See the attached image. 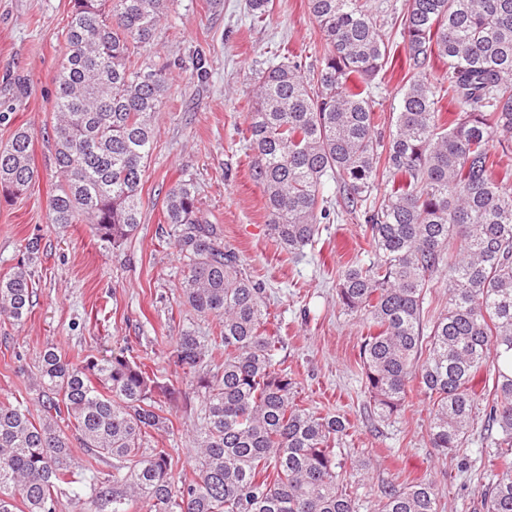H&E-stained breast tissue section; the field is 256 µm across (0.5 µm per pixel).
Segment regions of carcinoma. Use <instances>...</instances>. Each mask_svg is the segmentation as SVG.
<instances>
[{
	"mask_svg": "<svg viewBox=\"0 0 512 512\" xmlns=\"http://www.w3.org/2000/svg\"><path fill=\"white\" fill-rule=\"evenodd\" d=\"M167 2L71 0L64 31L50 223L88 224L114 247L141 224L155 114L171 88L169 64L147 56ZM368 2L308 0L320 65L306 75L287 56L256 73L250 177L270 237L290 252L314 241L333 207L363 218L371 258L339 271L336 298L370 328L359 357L371 415L396 417L417 388L430 405L429 447L468 460L478 435L482 512H512V174L495 177L512 151V0H407L400 110L382 133L367 90L387 76L393 45ZM434 59L447 65L441 76L429 72ZM382 174L390 187L378 196ZM36 177L32 137L19 129L0 147V193L23 195ZM331 180L336 202L324 194ZM164 221L186 262L185 302L218 321L224 354L213 364L190 331L172 352L202 392L193 474L175 473L157 447L170 423L162 400L175 389L123 354L70 362L48 346L33 381L39 414L0 401V512H62L66 502L76 512H360L351 476L370 462L342 457L345 417L297 400L265 289L201 214L192 181L169 189ZM441 273L448 307L438 311L429 296ZM33 296L20 262L0 277V316L23 323ZM69 427L112 474L86 480ZM442 510L433 480L407 477L382 488L373 512Z\"/></svg>",
	"mask_w": 512,
	"mask_h": 512,
	"instance_id": "1",
	"label": "carcinoma"
}]
</instances>
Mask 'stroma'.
<instances>
[{
  "label": "stroma",
  "mask_w": 512,
  "mask_h": 512,
  "mask_svg": "<svg viewBox=\"0 0 512 512\" xmlns=\"http://www.w3.org/2000/svg\"><path fill=\"white\" fill-rule=\"evenodd\" d=\"M69 0H0V145L16 129L29 131L39 177L27 195L0 197V277L26 262L35 282L34 303L20 325L0 317V400L35 407L31 378L46 346L70 361L89 353H121L144 362L159 382L179 388L173 428L163 435L174 471L191 473V430L202 396L172 361L181 334L212 335L216 322L197 316L183 301L184 264L176 232L166 224L165 196L193 178L198 206L219 226L224 243L248 275L266 289L270 329L280 331L279 352L297 383L298 396L324 414L352 423L345 455L368 457V474L356 477L361 504L395 477L436 481L445 512H481L476 469L441 460L428 444L429 409L419 391L408 393L400 418L374 423L363 415L359 346L367 330L336 303L337 271L371 251L361 220L321 224L312 245L291 253L267 231L262 190L249 175L244 140L256 71L279 63L282 51L318 66L321 41L307 0H272L265 22H252L247 0H171L154 60L174 63V81L155 117V139L142 182L137 233L120 247L101 242L86 224H51L48 199L58 181L50 101L65 50ZM206 80H197L196 56ZM40 250L28 254L27 243Z\"/></svg>",
  "instance_id": "stroma-1"
}]
</instances>
